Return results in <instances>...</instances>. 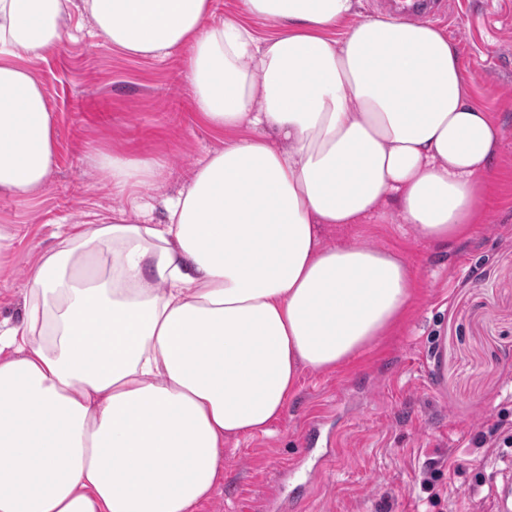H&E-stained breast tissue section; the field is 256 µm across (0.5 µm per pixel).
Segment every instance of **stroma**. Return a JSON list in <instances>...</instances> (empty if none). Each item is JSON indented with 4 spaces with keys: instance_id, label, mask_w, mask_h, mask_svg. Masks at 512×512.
Returning a JSON list of instances; mask_svg holds the SVG:
<instances>
[{
    "instance_id": "35a3bbf8",
    "label": "stroma",
    "mask_w": 512,
    "mask_h": 512,
    "mask_svg": "<svg viewBox=\"0 0 512 512\" xmlns=\"http://www.w3.org/2000/svg\"><path fill=\"white\" fill-rule=\"evenodd\" d=\"M438 19L459 51L473 100L499 121L503 139L493 203L470 234L438 245L390 216L384 224H338L325 240L399 253L417 289L405 320L333 371L303 369L285 416L269 432L224 444V481L200 512H264L292 491L299 512H501L512 492V0H442ZM35 75L56 136V167L27 199L0 194V324L24 312L40 256L73 224H93L121 206L96 150L151 155L166 165L174 195L192 166L223 145L201 119L179 59L127 56L88 31L49 53ZM502 421L477 448L486 420ZM319 421L323 472L302 441ZM443 473L421 488L428 464Z\"/></svg>"
}]
</instances>
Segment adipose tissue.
I'll return each instance as SVG.
<instances>
[{"instance_id": "adipose-tissue-1", "label": "adipose tissue", "mask_w": 512, "mask_h": 512, "mask_svg": "<svg viewBox=\"0 0 512 512\" xmlns=\"http://www.w3.org/2000/svg\"><path fill=\"white\" fill-rule=\"evenodd\" d=\"M361 0H243L275 26L212 22V0H0V191L56 164L34 67L90 20L113 49L181 56L197 112L229 133L166 221L114 210L41 256L21 323L0 329V512H198L224 442L267 432L301 368L332 370L407 314L388 250L329 246L326 224L398 214L444 244L472 232L500 128L432 23ZM115 190L165 187L152 157L99 152Z\"/></svg>"}]
</instances>
